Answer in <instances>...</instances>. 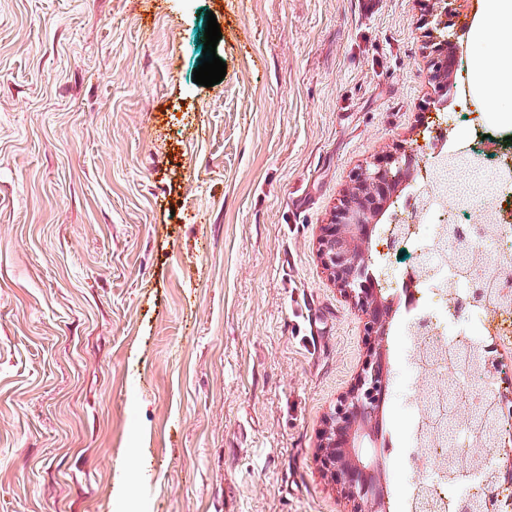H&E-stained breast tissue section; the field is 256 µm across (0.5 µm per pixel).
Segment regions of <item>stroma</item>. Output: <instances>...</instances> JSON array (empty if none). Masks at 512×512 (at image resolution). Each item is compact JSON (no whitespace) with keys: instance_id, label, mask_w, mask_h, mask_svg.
<instances>
[{"instance_id":"stroma-1","label":"stroma","mask_w":512,"mask_h":512,"mask_svg":"<svg viewBox=\"0 0 512 512\" xmlns=\"http://www.w3.org/2000/svg\"><path fill=\"white\" fill-rule=\"evenodd\" d=\"M484 0L452 18L471 77ZM421 0H0V512H354L320 433L366 359L319 258L436 128ZM220 83H194L208 14ZM388 435L416 379L386 338ZM137 458L117 501L119 466ZM387 512L418 475L379 458ZM400 153L386 155L377 160L375 167L370 172H365L358 180L348 189L349 196L355 192H359L357 188L375 204L380 199L386 201L390 198L389 187L393 184L394 179L389 175V169L395 162H399Z\"/></svg>"}]
</instances>
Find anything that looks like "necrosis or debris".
Returning a JSON list of instances; mask_svg holds the SVG:
<instances>
[{"label": "necrosis or debris", "mask_w": 512, "mask_h": 512, "mask_svg": "<svg viewBox=\"0 0 512 512\" xmlns=\"http://www.w3.org/2000/svg\"><path fill=\"white\" fill-rule=\"evenodd\" d=\"M483 140L477 130L449 135L436 129L434 165L422 183H408L400 211L387 229L408 253L391 288L404 299L402 316L410 324L411 363L422 392L410 414V443L404 455L408 467L424 468L420 483L446 502H453L448 480L449 446L469 447L470 430L458 422L452 443L439 441L427 420L448 403L449 389L480 393L492 380L485 372L448 369V351L461 340L478 343L465 327L479 309L468 303L471 275L458 251L479 258L481 274L492 288L512 289V224L502 221L501 209L512 198V164H496L493 187L478 198L466 200L448 186L450 164L467 166L484 162Z\"/></svg>", "instance_id": "4bbe7bcc"}]
</instances>
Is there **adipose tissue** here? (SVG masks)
Masks as SVG:
<instances>
[{"label":"adipose tissue","instance_id":"ef3b65f1","mask_svg":"<svg viewBox=\"0 0 512 512\" xmlns=\"http://www.w3.org/2000/svg\"><path fill=\"white\" fill-rule=\"evenodd\" d=\"M512 38V0H484L476 26L472 73L478 99L496 119L512 123V52L500 42Z\"/></svg>","mask_w":512,"mask_h":512}]
</instances>
